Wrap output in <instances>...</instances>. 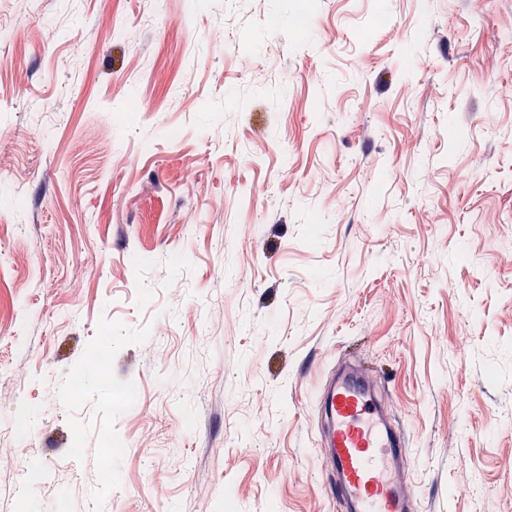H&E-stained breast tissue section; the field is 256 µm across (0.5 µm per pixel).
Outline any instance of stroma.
<instances>
[{"label": "stroma", "mask_w": 512, "mask_h": 512, "mask_svg": "<svg viewBox=\"0 0 512 512\" xmlns=\"http://www.w3.org/2000/svg\"><path fill=\"white\" fill-rule=\"evenodd\" d=\"M508 238L512 0H0V512H512ZM385 398L360 369L344 364L322 391L318 415L330 494L347 512H409L412 448L388 416Z\"/></svg>", "instance_id": "1"}]
</instances>
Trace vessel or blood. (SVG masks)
Listing matches in <instances>:
<instances>
[{"mask_svg":"<svg viewBox=\"0 0 512 512\" xmlns=\"http://www.w3.org/2000/svg\"><path fill=\"white\" fill-rule=\"evenodd\" d=\"M360 369L331 373L318 415L329 491L343 512H410L412 450Z\"/></svg>","mask_w":512,"mask_h":512,"instance_id":"1","label":"vessel or blood"}]
</instances>
